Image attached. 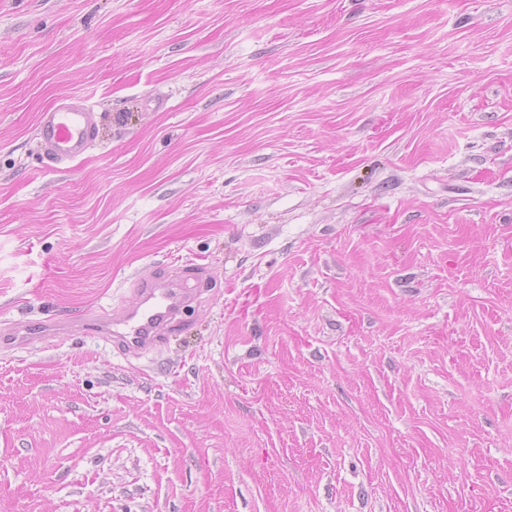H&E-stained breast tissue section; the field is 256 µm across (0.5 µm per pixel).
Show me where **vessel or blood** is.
<instances>
[{
	"instance_id": "obj_1",
	"label": "vessel or blood",
	"mask_w": 512,
	"mask_h": 512,
	"mask_svg": "<svg viewBox=\"0 0 512 512\" xmlns=\"http://www.w3.org/2000/svg\"><path fill=\"white\" fill-rule=\"evenodd\" d=\"M98 134V119L81 99L65 95L41 112L36 137L42 153L56 164L67 166L81 159ZM184 296L175 288L155 282L144 283L138 301L118 312L83 316L84 332L112 337L127 350H143L157 345L162 334L178 323Z\"/></svg>"
}]
</instances>
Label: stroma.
Returning <instances> with one entry per match:
<instances>
[{
    "label": "stroma",
    "mask_w": 512,
    "mask_h": 512,
    "mask_svg": "<svg viewBox=\"0 0 512 512\" xmlns=\"http://www.w3.org/2000/svg\"><path fill=\"white\" fill-rule=\"evenodd\" d=\"M0 512H512V0H0ZM98 134L96 112L81 99L64 95L41 112L36 137L42 153L58 165L81 159ZM138 301L120 312L102 311L81 318L86 333L112 337L117 347L143 350L157 345L161 334L180 322L178 312L185 297L169 285L143 283Z\"/></svg>",
    "instance_id": "1"
}]
</instances>
